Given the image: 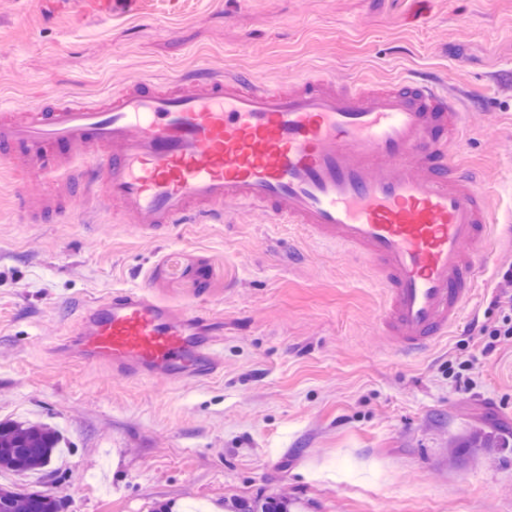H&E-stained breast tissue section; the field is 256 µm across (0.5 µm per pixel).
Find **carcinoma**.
Instances as JSON below:
<instances>
[{"label": "carcinoma", "instance_id": "cac0c4a2", "mask_svg": "<svg viewBox=\"0 0 512 512\" xmlns=\"http://www.w3.org/2000/svg\"><path fill=\"white\" fill-rule=\"evenodd\" d=\"M62 441L60 432L45 423L0 421V471L49 474ZM463 447L482 452L498 447V440L476 433ZM63 508V499L54 492H25L0 486V512H63ZM235 512H288V503L277 497L243 501Z\"/></svg>", "mask_w": 512, "mask_h": 512}]
</instances>
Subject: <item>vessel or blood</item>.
<instances>
[{"label":"vessel or blood","instance_id":"obj_1","mask_svg":"<svg viewBox=\"0 0 512 512\" xmlns=\"http://www.w3.org/2000/svg\"><path fill=\"white\" fill-rule=\"evenodd\" d=\"M464 103L433 79L379 86L326 77L284 91L203 66L106 100L51 97L16 112L0 102V159L17 156L43 186L15 193L32 221L60 222L61 190L100 192L121 220L156 233L263 207L319 246L370 267L384 292L379 324L415 359L473 312L480 267L464 244L494 236L491 191L462 159ZM212 311L175 316L144 288L83 308L68 340L83 360L126 378L178 382L223 370Z\"/></svg>","mask_w":512,"mask_h":512}]
</instances>
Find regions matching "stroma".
Instances as JSON below:
<instances>
[{
	"label": "stroma",
	"instance_id": "stroma-1",
	"mask_svg": "<svg viewBox=\"0 0 512 512\" xmlns=\"http://www.w3.org/2000/svg\"><path fill=\"white\" fill-rule=\"evenodd\" d=\"M209 63L292 88L432 72L470 96L463 153L486 181L497 231L481 250L476 322L409 362L379 327L363 262L306 242L259 210L163 237L75 200L69 224H24L22 159L0 163V421L64 436L55 475L0 472L52 490L64 512H232L288 497L292 512H512V336L485 351L496 282L512 263V0H0V98L46 90L99 100ZM145 284L175 313L224 318V370L131 383L65 342L79 306ZM503 448L449 463L473 431Z\"/></svg>",
	"mask_w": 512,
	"mask_h": 512
}]
</instances>
